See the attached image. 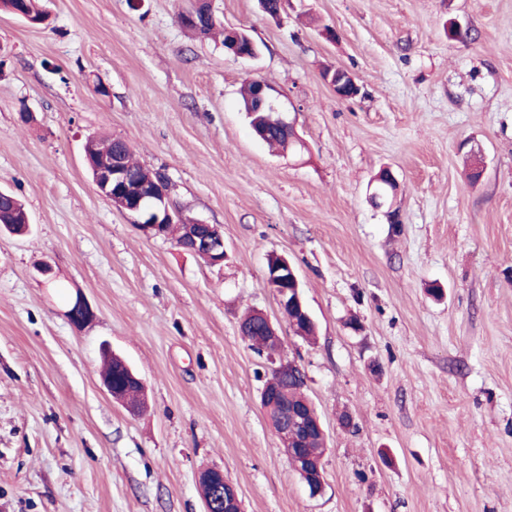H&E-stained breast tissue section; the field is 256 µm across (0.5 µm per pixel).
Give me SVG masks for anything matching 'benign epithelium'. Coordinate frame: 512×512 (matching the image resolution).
<instances>
[{
	"label": "benign epithelium",
	"mask_w": 512,
	"mask_h": 512,
	"mask_svg": "<svg viewBox=\"0 0 512 512\" xmlns=\"http://www.w3.org/2000/svg\"><path fill=\"white\" fill-rule=\"evenodd\" d=\"M14 15L25 22L35 25L40 23V15L31 5L30 0H18L12 8ZM180 22L189 27L201 29L214 21L209 0H197L193 10L179 16ZM326 79L336 96L350 99L358 95L359 86L354 78L344 69L337 68ZM256 105L260 110L273 112L280 123L287 125L288 131H294L293 124L284 115L280 102L273 96V88L264 83L256 86ZM126 143L108 158L94 160L86 157L92 181L98 192L108 201L115 202V195H120L119 210L127 215L133 224L148 235L161 234L160 225L171 224L178 211L174 207L169 193L167 178L159 177L142 183H129L125 166ZM190 230L187 242L182 247L204 256L210 264L221 265L226 259L224 236L218 226L207 224L198 219H184ZM267 283L275 292L280 310L288 320L302 317L309 325L313 319L303 300L301 283L294 267L284 258L272 267L267 276ZM94 313L88 303L80 296L76 297L67 310V317L75 325L90 321ZM272 374L283 381L306 383L303 369L290 361L272 369ZM263 410L275 412L273 424L277 436V447L289 459L291 465L308 477L306 485L311 495L320 494L324 488L323 458L324 454L314 452L306 447L311 435L325 437L319 416L308 399L293 400L277 391L263 388L261 391ZM208 481L218 498L204 502V512H241V502L236 486L224 477L219 469L212 470Z\"/></svg>",
	"instance_id": "1"
}]
</instances>
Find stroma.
Masks as SVG:
<instances>
[{"label":"stroma","instance_id":"obj_1","mask_svg":"<svg viewBox=\"0 0 512 512\" xmlns=\"http://www.w3.org/2000/svg\"><path fill=\"white\" fill-rule=\"evenodd\" d=\"M193 3L38 0L41 25L0 8V190L32 225L0 231V512H203L208 469L244 512H512V0H284L276 18L212 0L206 36L178 20ZM224 27L257 57L225 50ZM336 67L358 96L336 97ZM250 79L279 92L300 145L255 136ZM97 135L220 227L223 265L98 193ZM384 169L389 209L369 199ZM272 255L298 273L313 340L267 286ZM251 311L305 371L319 495L275 449L272 364L239 332ZM104 342L143 379V411L103 391Z\"/></svg>","mask_w":512,"mask_h":512}]
</instances>
